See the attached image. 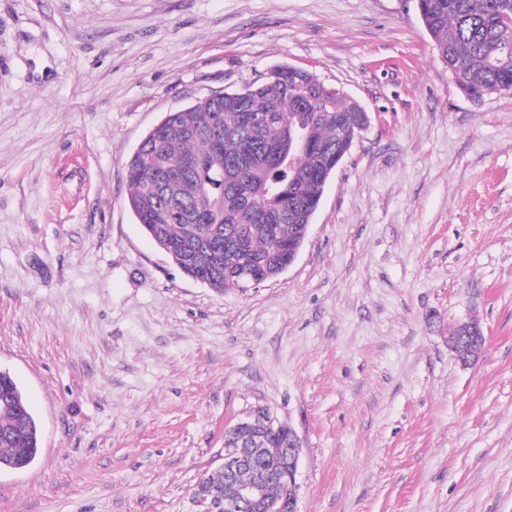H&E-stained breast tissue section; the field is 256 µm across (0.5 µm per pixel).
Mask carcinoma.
<instances>
[{
	"label": "carcinoma",
	"mask_w": 512,
	"mask_h": 512,
	"mask_svg": "<svg viewBox=\"0 0 512 512\" xmlns=\"http://www.w3.org/2000/svg\"><path fill=\"white\" fill-rule=\"evenodd\" d=\"M438 58L478 103L512 92V0H415ZM369 123L368 113L312 73L291 66L263 83L170 112L127 164V206L146 235L164 232L191 276L236 292L252 274L284 272L327 180ZM301 125L306 149L288 147ZM288 426L269 439L277 465ZM40 448L37 421L13 376L0 375V468L22 469Z\"/></svg>",
	"instance_id": "carcinoma-1"
}]
</instances>
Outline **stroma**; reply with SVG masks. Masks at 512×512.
Segmentation results:
<instances>
[{
	"label": "stroma",
	"instance_id": "obj_1",
	"mask_svg": "<svg viewBox=\"0 0 512 512\" xmlns=\"http://www.w3.org/2000/svg\"><path fill=\"white\" fill-rule=\"evenodd\" d=\"M283 65L370 123L296 261L221 294L142 232L126 165ZM1 368L41 443L0 512H201L259 408L302 442L298 512H512V93L468 100L413 0H0Z\"/></svg>",
	"mask_w": 512,
	"mask_h": 512
}]
</instances>
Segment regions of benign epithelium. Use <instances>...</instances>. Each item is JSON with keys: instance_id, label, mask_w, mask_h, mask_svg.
Masks as SVG:
<instances>
[{"instance_id": "benign-epithelium-1", "label": "benign epithelium", "mask_w": 512, "mask_h": 512, "mask_svg": "<svg viewBox=\"0 0 512 512\" xmlns=\"http://www.w3.org/2000/svg\"><path fill=\"white\" fill-rule=\"evenodd\" d=\"M463 334H448V349L451 352L475 332V323L465 322L459 325ZM250 431V440L240 444H232V448L224 453V463L220 466L224 474V483H219L206 476L196 485L193 496L204 501L216 500L221 503L224 512H238L243 505L262 506L266 512H281V502L267 497L270 483L278 481L288 485L290 502L297 505V473L302 454V444L294 430H288V446L281 449V465L276 473L267 472L258 467L257 462L263 455L266 434L277 429V424L270 415L257 410L249 419L236 424L231 432L240 429ZM243 470L253 471V477L242 481L237 474Z\"/></svg>"}]
</instances>
